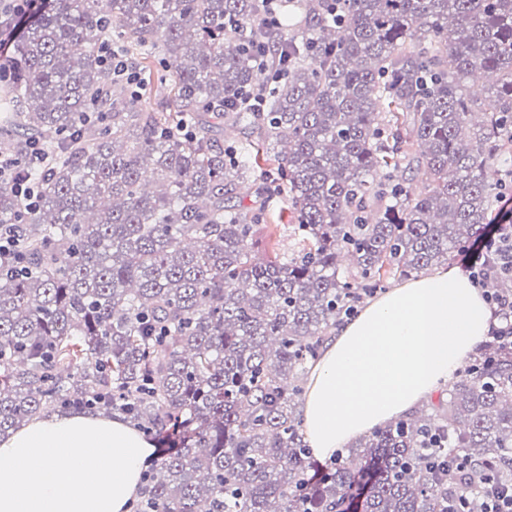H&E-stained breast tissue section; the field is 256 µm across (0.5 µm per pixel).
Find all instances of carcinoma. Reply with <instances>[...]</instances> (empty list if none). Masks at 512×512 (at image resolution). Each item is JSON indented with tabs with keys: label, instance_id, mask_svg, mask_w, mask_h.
I'll use <instances>...</instances> for the list:
<instances>
[{
	"label": "carcinoma",
	"instance_id": "cac0c4a2",
	"mask_svg": "<svg viewBox=\"0 0 512 512\" xmlns=\"http://www.w3.org/2000/svg\"><path fill=\"white\" fill-rule=\"evenodd\" d=\"M284 2L271 23L262 0H50L27 28L0 138L48 160L25 171L29 210L0 182V225L22 231V271L0 273V436L55 410L125 415L165 448L140 512H487L512 501V352L488 342L446 402L327 465L297 374L388 279L483 235L512 151V0ZM106 47L159 60L172 111ZM281 191L286 260L264 220ZM106 63L112 69L113 74L121 76L136 89L144 90L146 88L145 79L142 78L141 74L136 72L132 65L128 63V60L124 59L116 51L110 49Z\"/></svg>",
	"mask_w": 512,
	"mask_h": 512
}]
</instances>
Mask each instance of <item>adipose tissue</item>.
Listing matches in <instances>:
<instances>
[{
    "label": "adipose tissue",
    "instance_id": "adipose-tissue-1",
    "mask_svg": "<svg viewBox=\"0 0 512 512\" xmlns=\"http://www.w3.org/2000/svg\"><path fill=\"white\" fill-rule=\"evenodd\" d=\"M495 321L483 293L439 267L367 303L326 342L301 404L313 453L330 458L453 380ZM153 439L119 418L34 420L0 439V512H130Z\"/></svg>",
    "mask_w": 512,
    "mask_h": 512
}]
</instances>
